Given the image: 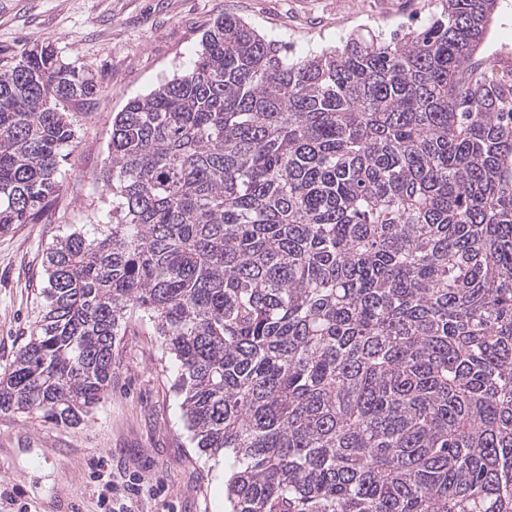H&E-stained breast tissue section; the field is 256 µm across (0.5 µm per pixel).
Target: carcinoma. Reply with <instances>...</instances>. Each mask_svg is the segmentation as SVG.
Here are the masks:
<instances>
[{
  "label": "carcinoma",
  "instance_id": "obj_1",
  "mask_svg": "<svg viewBox=\"0 0 512 512\" xmlns=\"http://www.w3.org/2000/svg\"><path fill=\"white\" fill-rule=\"evenodd\" d=\"M500 0L291 60L217 19L112 116L106 221L45 254L0 414L76 427L131 320L179 362L231 512H512V65ZM100 89L53 45L0 57V233L51 222ZM504 43L512 47V0H501L500 12L489 32L491 49H500Z\"/></svg>",
  "mask_w": 512,
  "mask_h": 512
}]
</instances>
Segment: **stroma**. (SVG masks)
<instances>
[{
	"instance_id": "obj_1",
	"label": "stroma",
	"mask_w": 512,
	"mask_h": 512,
	"mask_svg": "<svg viewBox=\"0 0 512 512\" xmlns=\"http://www.w3.org/2000/svg\"><path fill=\"white\" fill-rule=\"evenodd\" d=\"M351 0H0V52L47 43L91 64L101 88L80 112L77 143L62 164L49 224L0 233V371L35 326L43 260L59 235L89 230L108 207L95 177L108 155L112 115L180 73L218 17L241 18L285 40L294 57L341 46L350 35L390 34L442 10L440 0H389L386 10ZM178 363L159 337L127 323L112 353V389L93 418L74 428L0 416V498L32 512H91L93 464L115 480L144 478L151 494L134 512H214L216 459L200 454L173 389Z\"/></svg>"
}]
</instances>
